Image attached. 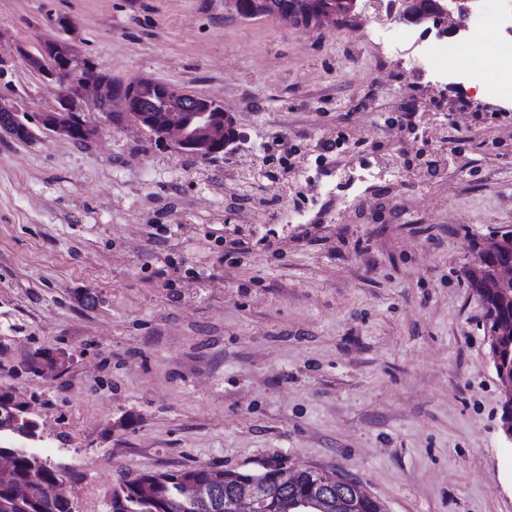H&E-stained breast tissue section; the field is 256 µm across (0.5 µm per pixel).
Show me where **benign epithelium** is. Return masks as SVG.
<instances>
[{"instance_id":"obj_1","label":"benign epithelium","mask_w":512,"mask_h":512,"mask_svg":"<svg viewBox=\"0 0 512 512\" xmlns=\"http://www.w3.org/2000/svg\"><path fill=\"white\" fill-rule=\"evenodd\" d=\"M467 2L446 0V5L439 7L445 15L439 32H457L458 17L467 11ZM24 57L31 71L53 92L54 102L24 124L15 119L21 112L19 106L0 98V134L19 141L29 140L34 135L31 128L34 123L55 137L88 144L105 128L130 125L155 130L168 147L202 160L213 158L230 145L229 136L236 127L235 116L213 99L148 77H136L120 85L109 76L85 80L84 73L93 68V62L78 55L69 42L59 38L44 40L37 52L26 51ZM145 86L157 88L166 105L159 107L154 100L142 97L141 90ZM89 112L99 113V120L85 119ZM483 255L494 258L495 278L512 280V228L488 237ZM311 473L320 477L319 488H348L336 495V512H359V503L371 499L360 484L329 476L315 467L267 465L259 473H234L224 477V483L234 487L232 512H265L264 505L269 500L277 503L278 512H308V508L325 499L288 496L282 488L301 484Z\"/></svg>"}]
</instances>
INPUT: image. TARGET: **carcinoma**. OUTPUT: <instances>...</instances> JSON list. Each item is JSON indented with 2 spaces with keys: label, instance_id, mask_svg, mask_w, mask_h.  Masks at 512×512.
<instances>
[{
  "label": "carcinoma",
  "instance_id": "cac0c4a2",
  "mask_svg": "<svg viewBox=\"0 0 512 512\" xmlns=\"http://www.w3.org/2000/svg\"><path fill=\"white\" fill-rule=\"evenodd\" d=\"M239 2L241 15L247 18L273 16L291 8L297 16L295 24L308 25L314 21L320 27L329 17L338 21L354 16L357 6V0H265L259 5L254 0ZM431 2L433 0H411L403 11L408 24L427 30L438 27L441 13L431 7ZM465 274L472 287H482L480 296L486 303L487 314L496 322L512 323V281H490L479 266L467 268ZM500 345L501 371L509 376L512 374V337H504ZM27 367L42 373L46 369L56 370L59 364L49 350L39 349ZM9 453L13 457L11 468L0 470V512H74L69 499L48 502L41 496L46 484L72 481L71 469L62 468L42 456L13 454L11 449L0 447V455ZM224 474V470L204 466L144 472L112 490L108 512H224ZM195 481L213 485L218 501L206 506L188 498L184 494L185 485Z\"/></svg>",
  "mask_w": 512,
  "mask_h": 512
}]
</instances>
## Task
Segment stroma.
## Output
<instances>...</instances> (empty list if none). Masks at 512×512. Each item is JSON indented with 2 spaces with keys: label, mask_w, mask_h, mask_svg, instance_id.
<instances>
[{
  "label": "stroma",
  "mask_w": 512,
  "mask_h": 512,
  "mask_svg": "<svg viewBox=\"0 0 512 512\" xmlns=\"http://www.w3.org/2000/svg\"><path fill=\"white\" fill-rule=\"evenodd\" d=\"M49 36L114 80L223 103L239 133L209 161L136 128L0 136V389L30 402L37 452L75 471V512H108L145 471L275 462L354 478L386 512H512L502 386L464 275L473 238L512 225V97L378 74L383 47L350 27L224 0H0V96L31 113L54 97L23 54ZM340 133L326 171L398 164L345 206L301 176ZM277 138L299 148L275 178L284 204L323 220L225 208ZM234 238L249 253L229 256ZM40 348L71 360L23 371Z\"/></svg>",
  "instance_id": "35a3bbf8"
}]
</instances>
